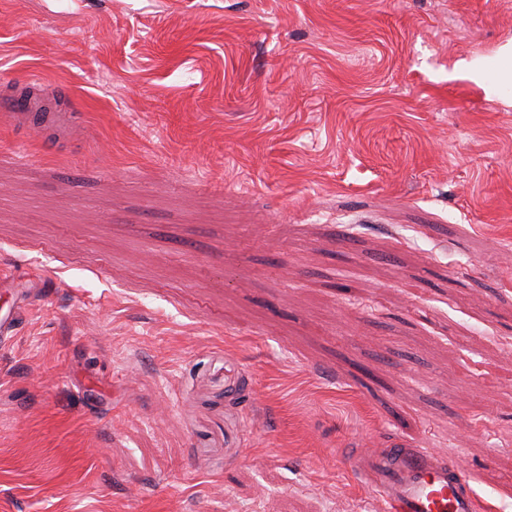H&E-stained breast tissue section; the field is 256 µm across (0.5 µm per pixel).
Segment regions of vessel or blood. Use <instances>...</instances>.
Instances as JSON below:
<instances>
[{"label": "vessel or blood", "mask_w": 512, "mask_h": 512, "mask_svg": "<svg viewBox=\"0 0 512 512\" xmlns=\"http://www.w3.org/2000/svg\"><path fill=\"white\" fill-rule=\"evenodd\" d=\"M0 110L33 129L51 118L50 113L30 111L21 100L0 103ZM348 460L373 491L380 512H479L462 469L445 453L398 440L384 449H353Z\"/></svg>", "instance_id": "vessel-or-blood-1"}]
</instances>
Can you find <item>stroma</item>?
<instances>
[{"mask_svg": "<svg viewBox=\"0 0 512 512\" xmlns=\"http://www.w3.org/2000/svg\"><path fill=\"white\" fill-rule=\"evenodd\" d=\"M512 0H0V512H376L439 448L512 512ZM447 235H438L436 226ZM44 105L45 104H36L21 100L2 101L1 109L5 112L2 113V116H7L20 123L28 124L30 128L35 129L44 124V122L54 118L55 115L61 116V114H53L51 112H22L25 110L38 109Z\"/></svg>", "mask_w": 512, "mask_h": 512, "instance_id": "obj_1", "label": "stroma"}]
</instances>
